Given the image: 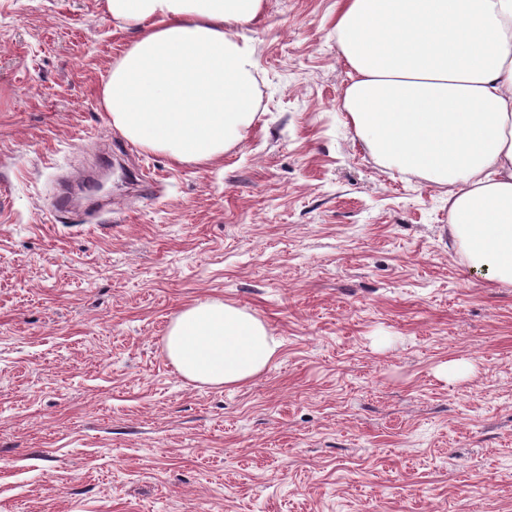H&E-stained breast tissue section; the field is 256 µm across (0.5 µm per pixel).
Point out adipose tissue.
<instances>
[{
	"label": "adipose tissue",
	"mask_w": 512,
	"mask_h": 512,
	"mask_svg": "<svg viewBox=\"0 0 512 512\" xmlns=\"http://www.w3.org/2000/svg\"><path fill=\"white\" fill-rule=\"evenodd\" d=\"M139 39L102 97L113 126L173 159L211 162L256 114L253 48L238 29L264 0H104ZM350 72L344 108L387 168L446 188L464 270L512 285V0H338ZM282 342L218 299L172 320L164 348L185 379L234 388L262 375Z\"/></svg>",
	"instance_id": "ef3b65f1"
}]
</instances>
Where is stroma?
<instances>
[{
  "label": "stroma",
  "mask_w": 512,
  "mask_h": 512,
  "mask_svg": "<svg viewBox=\"0 0 512 512\" xmlns=\"http://www.w3.org/2000/svg\"><path fill=\"white\" fill-rule=\"evenodd\" d=\"M335 17L264 0L255 118L200 164L113 126L137 32L102 0H0V512H512V286L356 135ZM107 157L101 208L56 211ZM203 299L278 361L181 378L162 339Z\"/></svg>",
  "instance_id": "1"
}]
</instances>
